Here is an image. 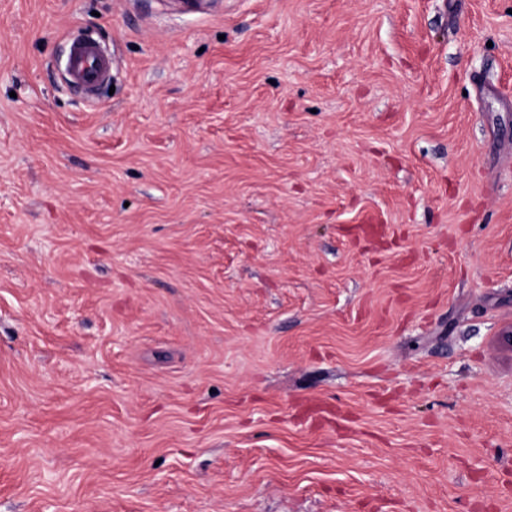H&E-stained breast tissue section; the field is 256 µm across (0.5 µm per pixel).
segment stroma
<instances>
[{
    "label": "stroma",
    "mask_w": 512,
    "mask_h": 512,
    "mask_svg": "<svg viewBox=\"0 0 512 512\" xmlns=\"http://www.w3.org/2000/svg\"><path fill=\"white\" fill-rule=\"evenodd\" d=\"M511 327L512 0H0V512H512ZM112 64L94 42L76 43L69 54V80L84 90H94L109 77Z\"/></svg>",
    "instance_id": "obj_1"
}]
</instances>
